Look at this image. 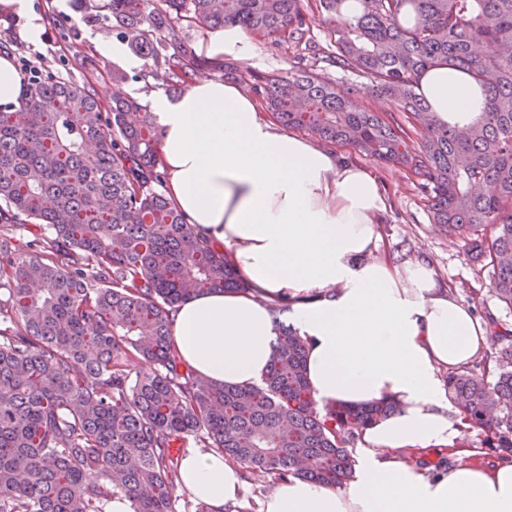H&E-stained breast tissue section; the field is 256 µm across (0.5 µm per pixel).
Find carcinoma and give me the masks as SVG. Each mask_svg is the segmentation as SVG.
<instances>
[{
	"instance_id": "1",
	"label": "carcinoma",
	"mask_w": 512,
	"mask_h": 512,
	"mask_svg": "<svg viewBox=\"0 0 512 512\" xmlns=\"http://www.w3.org/2000/svg\"><path fill=\"white\" fill-rule=\"evenodd\" d=\"M116 22L173 91L195 58L166 54L174 19L277 35L309 57L252 92L286 128L401 167L428 191L431 221L466 239L512 308V0H316L330 26L317 48L304 0H78ZM346 73L344 87L322 65ZM447 65L484 87V111L440 121L416 92ZM389 112L361 109L359 92ZM428 133L423 142L417 130ZM159 135L132 98L105 110L95 90L39 78L17 106H0V226L34 220L19 253L0 234V512H178L188 440L242 464L246 479L297 477L335 489L354 477L351 447L392 402L320 408L306 346L277 322L262 383L216 385L182 368L172 313L210 292H244L232 262L160 191ZM491 353L448 373L463 420L512 455V329L491 322Z\"/></svg>"
}]
</instances>
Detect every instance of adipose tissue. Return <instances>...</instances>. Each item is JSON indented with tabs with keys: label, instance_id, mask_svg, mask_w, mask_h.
I'll return each mask as SVG.
<instances>
[{
	"label": "adipose tissue",
	"instance_id": "1",
	"mask_svg": "<svg viewBox=\"0 0 512 512\" xmlns=\"http://www.w3.org/2000/svg\"><path fill=\"white\" fill-rule=\"evenodd\" d=\"M209 58L251 57L245 32L204 41ZM419 93L441 120L483 111L482 87L438 66ZM168 199L217 249L243 293H207L178 306L181 360L214 384H260L274 354V307L305 341L306 372L321 407L380 401L394 413L366 428L352 481L330 489L301 478L273 490L263 512H512V459L496 466L436 465L460 437L445 372L482 351L484 329L423 260L381 255L376 229L387 200L376 178L311 140L278 130L237 84L197 80L181 96L149 98ZM182 485L212 512H248L239 466L189 450Z\"/></svg>",
	"mask_w": 512,
	"mask_h": 512
}]
</instances>
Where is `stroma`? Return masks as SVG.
Returning <instances> with one entry per match:
<instances>
[{"label":"stroma","mask_w":512,"mask_h":512,"mask_svg":"<svg viewBox=\"0 0 512 512\" xmlns=\"http://www.w3.org/2000/svg\"><path fill=\"white\" fill-rule=\"evenodd\" d=\"M28 7L13 12V24L0 25V42L12 62L29 61L41 75H52L80 87L94 89L102 101L113 96L130 97L147 103L150 92L161 89L160 81L141 79L151 62L139 59L137 67L100 53V38L118 41L110 20L87 18L75 7V0H27ZM40 18V42H30L25 32L33 18ZM254 56L240 61L244 76L268 75L287 71L301 49L279 36L251 35ZM126 71L125 80L112 78L113 71ZM339 157L370 171L384 190L390 208L379 230L383 249L395 261L425 258L454 295L475 310L479 321L495 318L512 325V309L500 303L490 290L488 272L478 270L465 254L462 238L449 237L446 230L431 223L425 194L408 179L404 170L359 155L352 149H338Z\"/></svg>","instance_id":"35a3bbf8"}]
</instances>
